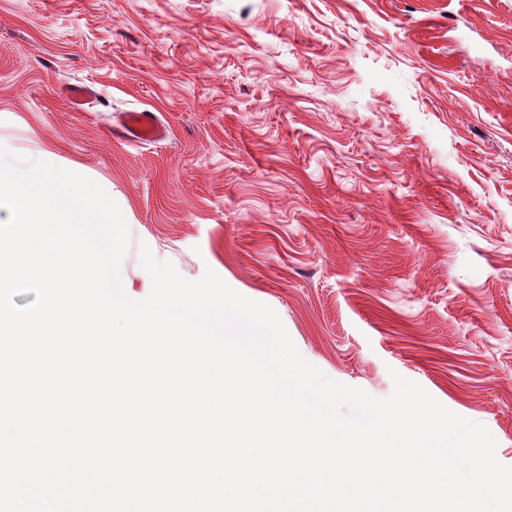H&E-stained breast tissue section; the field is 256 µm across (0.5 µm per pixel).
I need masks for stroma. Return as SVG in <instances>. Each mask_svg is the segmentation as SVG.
<instances>
[{"mask_svg": "<svg viewBox=\"0 0 512 512\" xmlns=\"http://www.w3.org/2000/svg\"><path fill=\"white\" fill-rule=\"evenodd\" d=\"M143 109L165 141L113 138ZM0 145L118 204L131 299L141 247L213 270L329 378L397 371L512 466V0H0Z\"/></svg>", "mask_w": 512, "mask_h": 512, "instance_id": "stroma-1", "label": "stroma"}]
</instances>
